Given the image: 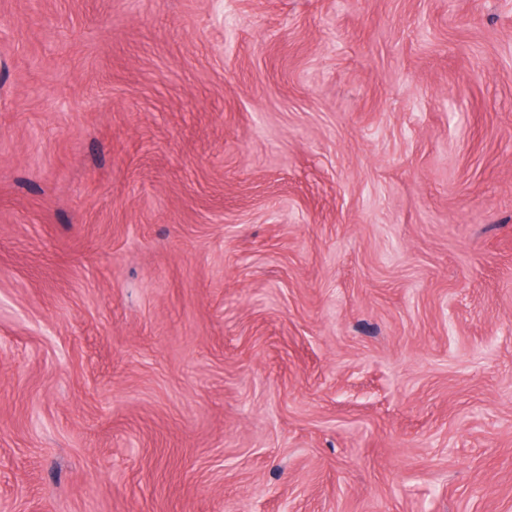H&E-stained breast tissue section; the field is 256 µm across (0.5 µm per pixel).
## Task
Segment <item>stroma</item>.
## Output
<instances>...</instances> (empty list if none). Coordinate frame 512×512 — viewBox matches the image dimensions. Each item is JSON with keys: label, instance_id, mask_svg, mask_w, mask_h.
<instances>
[{"label": "stroma", "instance_id": "35a3bbf8", "mask_svg": "<svg viewBox=\"0 0 512 512\" xmlns=\"http://www.w3.org/2000/svg\"><path fill=\"white\" fill-rule=\"evenodd\" d=\"M512 512V0H0V503Z\"/></svg>", "mask_w": 512, "mask_h": 512}]
</instances>
